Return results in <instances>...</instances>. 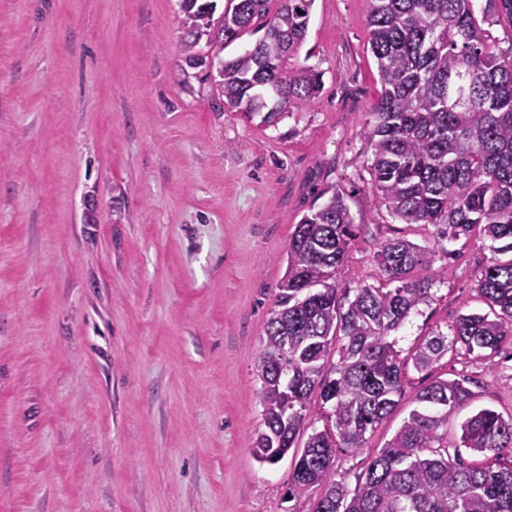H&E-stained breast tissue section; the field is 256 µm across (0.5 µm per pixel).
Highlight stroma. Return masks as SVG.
<instances>
[{
    "label": "stroma",
    "instance_id": "obj_1",
    "mask_svg": "<svg viewBox=\"0 0 512 512\" xmlns=\"http://www.w3.org/2000/svg\"><path fill=\"white\" fill-rule=\"evenodd\" d=\"M178 0H0V512H313L290 460L257 463L255 361L288 238L335 185L355 224L341 301L384 277L379 246L435 255L402 353L486 311L491 240L395 220L360 135L378 98L366 0H314L301 50L323 88L274 124L225 107L185 62ZM468 378L458 425L512 416V347L407 368L365 448L336 452L356 486L433 378Z\"/></svg>",
    "mask_w": 512,
    "mask_h": 512
}]
</instances>
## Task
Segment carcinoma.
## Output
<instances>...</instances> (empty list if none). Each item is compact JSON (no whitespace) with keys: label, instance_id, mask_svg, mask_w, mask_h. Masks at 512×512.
Returning a JSON list of instances; mask_svg holds the SVG:
<instances>
[{"label":"carcinoma","instance_id":"carcinoma-1","mask_svg":"<svg viewBox=\"0 0 512 512\" xmlns=\"http://www.w3.org/2000/svg\"><path fill=\"white\" fill-rule=\"evenodd\" d=\"M314 0H181L191 67L258 32L262 38L223 60L224 103L272 123L309 103L323 73L299 59ZM368 44L381 91L361 136L370 153L372 190L404 224H432L448 240L475 228L512 254V60H505L484 24L512 27V0H367ZM211 33V55L197 49ZM296 225L287 269L263 327L256 360L264 429L252 455L258 463L294 462L288 497L317 489L313 512H512V418L482 408L459 424L460 446L485 457L469 465L450 453L448 417L470 396L467 379L436 378L417 395L394 436L368 462L355 488L336 478L338 449L365 447L367 434L396 407L406 364L431 370L448 351L487 359L512 346V258H493L476 291L490 312L459 314L448 333L425 337L405 359L390 339L426 303L434 254L404 239L376 252L393 288L366 286L342 305L336 270L353 237L343 193ZM422 270L427 276L415 279ZM288 363V371L275 374ZM330 406L328 424H311V404Z\"/></svg>","mask_w":512,"mask_h":512}]
</instances>
